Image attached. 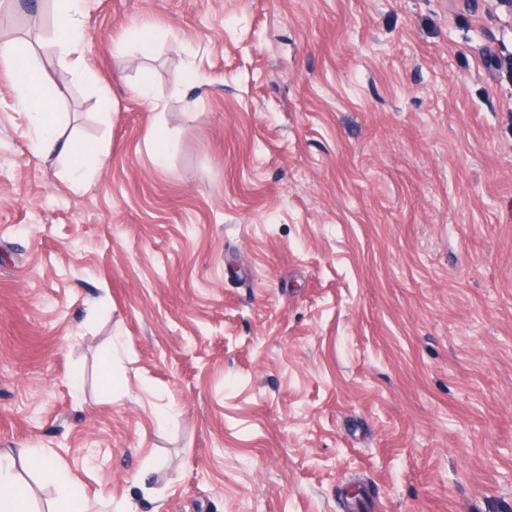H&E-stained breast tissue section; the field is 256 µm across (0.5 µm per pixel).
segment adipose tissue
I'll use <instances>...</instances> for the list:
<instances>
[{
  "instance_id": "1",
  "label": "adipose tissue",
  "mask_w": 512,
  "mask_h": 512,
  "mask_svg": "<svg viewBox=\"0 0 512 512\" xmlns=\"http://www.w3.org/2000/svg\"><path fill=\"white\" fill-rule=\"evenodd\" d=\"M52 83L51 75L46 72L30 76L20 74L16 77L19 103L29 112L35 130L32 147L41 155L69 149L68 144L62 143L54 119L45 112L37 94L38 89ZM34 456V450L29 448L0 451V512H28V491L17 480L15 472L18 461Z\"/></svg>"
}]
</instances>
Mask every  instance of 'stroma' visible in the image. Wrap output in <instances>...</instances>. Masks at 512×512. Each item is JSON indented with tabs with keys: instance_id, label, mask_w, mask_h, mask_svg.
<instances>
[{
	"instance_id": "obj_1",
	"label": "stroma",
	"mask_w": 512,
	"mask_h": 512,
	"mask_svg": "<svg viewBox=\"0 0 512 512\" xmlns=\"http://www.w3.org/2000/svg\"><path fill=\"white\" fill-rule=\"evenodd\" d=\"M0 60V450L30 512H512V16L83 0ZM165 31L150 55L137 35ZM108 86L102 104L99 86ZM149 86L155 108L138 96ZM161 131L167 162L157 166ZM80 0H60L64 6L62 12L66 16V27L63 32L62 46L70 55L77 52V43L79 41V33L83 26V14L76 7V3ZM15 80L19 104L30 113L31 122L35 130L32 139L33 150L41 155L51 154L59 149L61 152L69 151V145L61 143L56 130L55 120L48 112H45L36 92V87L43 88L52 85L53 79L51 75L47 72L35 73L30 76H24L19 73ZM77 164L72 167V176L77 182L92 178L95 175L98 159L93 151L76 152Z\"/></svg>"
}]
</instances>
